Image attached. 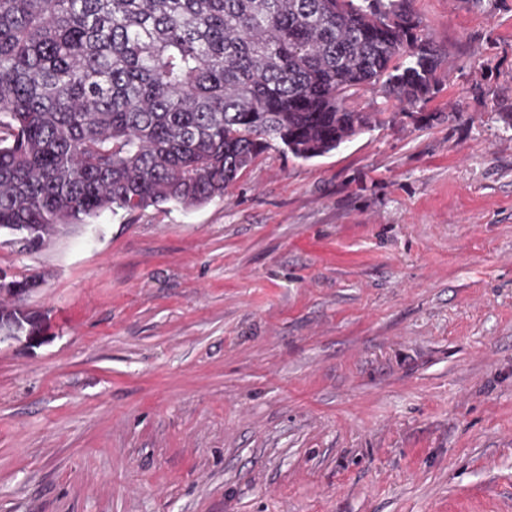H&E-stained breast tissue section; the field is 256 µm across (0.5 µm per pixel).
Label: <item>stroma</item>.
Instances as JSON below:
<instances>
[{
  "label": "stroma",
  "instance_id": "stroma-1",
  "mask_svg": "<svg viewBox=\"0 0 512 512\" xmlns=\"http://www.w3.org/2000/svg\"><path fill=\"white\" fill-rule=\"evenodd\" d=\"M425 102L0 269V512H512V0H411ZM43 322V315L36 311L17 306L0 307V330L8 331L14 336H27L33 332L41 334Z\"/></svg>",
  "mask_w": 512,
  "mask_h": 512
}]
</instances>
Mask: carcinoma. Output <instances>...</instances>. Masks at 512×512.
<instances>
[{
	"label": "carcinoma",
	"mask_w": 512,
	"mask_h": 512,
	"mask_svg": "<svg viewBox=\"0 0 512 512\" xmlns=\"http://www.w3.org/2000/svg\"><path fill=\"white\" fill-rule=\"evenodd\" d=\"M440 64L409 0H0V228L205 204L273 142L311 160L371 128L352 90L431 98Z\"/></svg>",
	"instance_id": "obj_1"
}]
</instances>
